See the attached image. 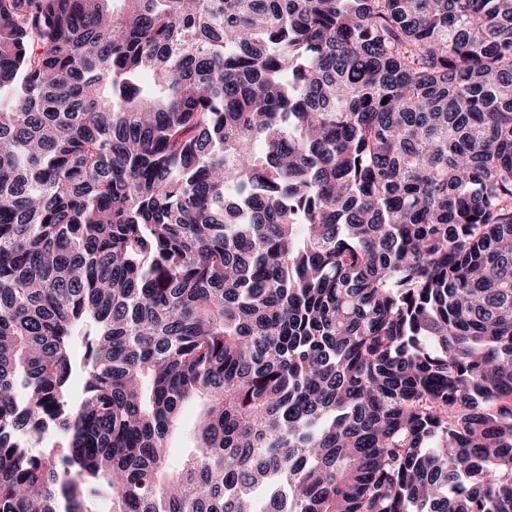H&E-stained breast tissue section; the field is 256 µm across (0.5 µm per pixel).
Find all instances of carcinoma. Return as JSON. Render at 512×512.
Returning a JSON list of instances; mask_svg holds the SVG:
<instances>
[{
    "label": "carcinoma",
    "mask_w": 512,
    "mask_h": 512,
    "mask_svg": "<svg viewBox=\"0 0 512 512\" xmlns=\"http://www.w3.org/2000/svg\"><path fill=\"white\" fill-rule=\"evenodd\" d=\"M0 512H512V0H0Z\"/></svg>",
    "instance_id": "carcinoma-1"
}]
</instances>
